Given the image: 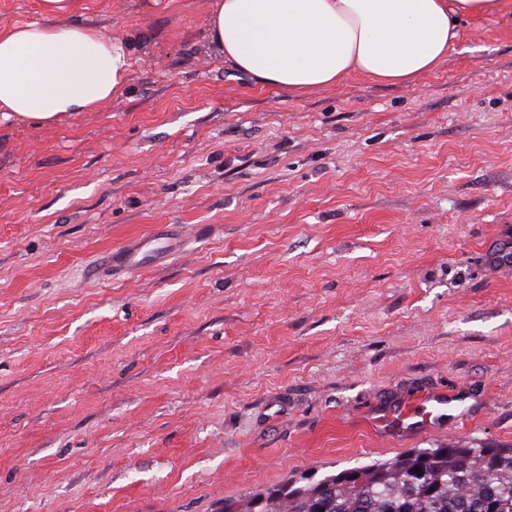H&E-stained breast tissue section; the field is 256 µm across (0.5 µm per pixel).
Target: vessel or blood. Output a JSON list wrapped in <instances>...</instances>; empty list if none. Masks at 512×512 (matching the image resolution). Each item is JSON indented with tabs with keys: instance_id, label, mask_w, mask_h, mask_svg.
Segmentation results:
<instances>
[{
	"instance_id": "b4317fda",
	"label": "vessel or blood",
	"mask_w": 512,
	"mask_h": 512,
	"mask_svg": "<svg viewBox=\"0 0 512 512\" xmlns=\"http://www.w3.org/2000/svg\"><path fill=\"white\" fill-rule=\"evenodd\" d=\"M180 250L179 238L161 225L108 253L103 263L125 269H139L148 264L158 266ZM460 400L459 391L438 389L398 397L372 411L370 424L385 437L405 439L435 434L440 432L449 408Z\"/></svg>"
}]
</instances>
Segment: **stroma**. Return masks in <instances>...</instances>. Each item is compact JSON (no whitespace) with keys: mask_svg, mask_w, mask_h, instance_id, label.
Wrapping results in <instances>:
<instances>
[{"mask_svg":"<svg viewBox=\"0 0 512 512\" xmlns=\"http://www.w3.org/2000/svg\"><path fill=\"white\" fill-rule=\"evenodd\" d=\"M211 0H75L125 93L0 122V512H222L394 458L512 448V15L410 84L291 96L210 48ZM168 224L167 264L95 274ZM470 397L407 446L368 403Z\"/></svg>","mask_w":512,"mask_h":512,"instance_id":"1","label":"stroma"}]
</instances>
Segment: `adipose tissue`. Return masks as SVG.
Masks as SVG:
<instances>
[{
	"label": "adipose tissue",
	"instance_id": "obj_1",
	"mask_svg": "<svg viewBox=\"0 0 512 512\" xmlns=\"http://www.w3.org/2000/svg\"><path fill=\"white\" fill-rule=\"evenodd\" d=\"M44 23L0 32V118L53 124L123 94L124 41L66 22L73 0H40ZM512 11V0H212L210 46L236 70L301 96L350 73L410 83L438 69L457 22Z\"/></svg>",
	"mask_w": 512,
	"mask_h": 512
}]
</instances>
